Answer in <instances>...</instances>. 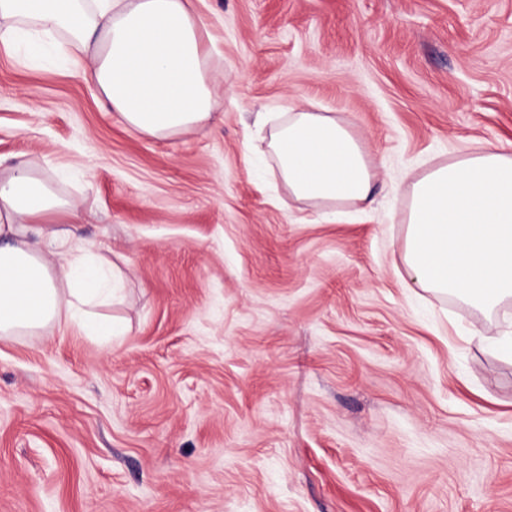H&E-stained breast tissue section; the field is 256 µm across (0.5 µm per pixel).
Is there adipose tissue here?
<instances>
[{"label":"adipose tissue","mask_w":512,"mask_h":512,"mask_svg":"<svg viewBox=\"0 0 512 512\" xmlns=\"http://www.w3.org/2000/svg\"><path fill=\"white\" fill-rule=\"evenodd\" d=\"M58 35L83 79L142 135L168 139L204 127L222 104L191 0H0V45L35 58ZM268 148L295 200L374 197L376 164L332 113L289 112ZM79 220V205L32 163L0 176V339L70 325L89 336L120 334V324L97 314L120 272L86 259L81 243L54 259L41 247L44 225ZM402 262L412 287L487 314L512 306V153L477 149L415 177Z\"/></svg>","instance_id":"1"}]
</instances>
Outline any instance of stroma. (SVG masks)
<instances>
[{
	"instance_id": "35a3bbf8",
	"label": "stroma",
	"mask_w": 512,
	"mask_h": 512,
	"mask_svg": "<svg viewBox=\"0 0 512 512\" xmlns=\"http://www.w3.org/2000/svg\"><path fill=\"white\" fill-rule=\"evenodd\" d=\"M224 106L156 140L65 53L0 47V164L58 193L123 289L122 335L0 342V512H512V361L485 316L406 287L410 183L512 153V0H193ZM331 112L377 195L289 199L261 112Z\"/></svg>"
}]
</instances>
